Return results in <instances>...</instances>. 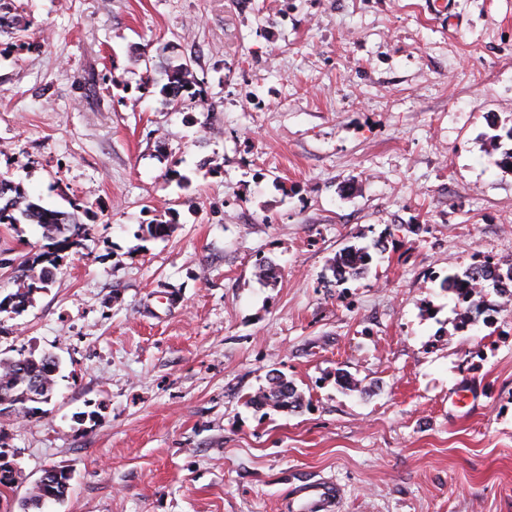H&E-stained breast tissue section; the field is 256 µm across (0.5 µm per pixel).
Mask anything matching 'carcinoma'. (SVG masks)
<instances>
[{
  "instance_id": "cac0c4a2",
  "label": "carcinoma",
  "mask_w": 512,
  "mask_h": 512,
  "mask_svg": "<svg viewBox=\"0 0 512 512\" xmlns=\"http://www.w3.org/2000/svg\"><path fill=\"white\" fill-rule=\"evenodd\" d=\"M16 0H0V39H7V45L18 51L30 48L24 32L31 21L19 11ZM165 71L167 82L159 88V95L166 104L196 105L203 96V82L194 74L191 63L185 58L169 60ZM0 224H37L46 237L63 250L72 245L73 239L86 234L89 225L80 222L75 213L46 209L31 201L19 185L0 176ZM59 256L39 255L33 259L21 260L15 267L13 282L16 291L9 295L13 309L18 311L33 301L34 295L48 288L54 280ZM372 255L368 248L349 246L336 257L333 276L343 282L367 274L371 268ZM512 287V263L502 267L487 262L472 264L462 273L445 277L441 288L456 295L461 303L467 304L460 317L458 328L463 329L475 323L485 313L483 301L473 300L492 287L497 292H506ZM59 362L50 355L40 358L34 355H20L18 358L0 359V412L9 411L19 417L31 419L41 411L40 405L52 398L55 385L54 372ZM302 396L296 387L279 375H272L265 388L249 399L257 408L272 407L293 410L301 407ZM70 487V478L60 476L53 485L46 488L34 487L21 504L22 512H42L44 498L52 494L55 501L63 500Z\"/></svg>"
}]
</instances>
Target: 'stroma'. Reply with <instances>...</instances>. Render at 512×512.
I'll return each mask as SVG.
<instances>
[{
    "label": "stroma",
    "instance_id": "stroma-1",
    "mask_svg": "<svg viewBox=\"0 0 512 512\" xmlns=\"http://www.w3.org/2000/svg\"><path fill=\"white\" fill-rule=\"evenodd\" d=\"M451 3L21 0L0 173L96 222L0 313V358L60 361L38 415L0 414V512L51 467L72 475L53 512H297L317 479L338 512H512V305L485 289L492 325L460 331L440 288L512 262V0ZM170 57L200 105L154 93ZM350 245L371 270L339 283ZM51 246L0 226V299ZM272 373L300 409L250 404ZM49 256L52 255L42 254L33 259H23L14 268L13 282L17 288L7 298L14 303L13 309L16 312L31 303L34 295L38 291L48 288L54 280L59 265L57 259L61 257L58 254L53 258H49ZM39 264L41 267L36 270V266Z\"/></svg>",
    "mask_w": 512,
    "mask_h": 512
}]
</instances>
